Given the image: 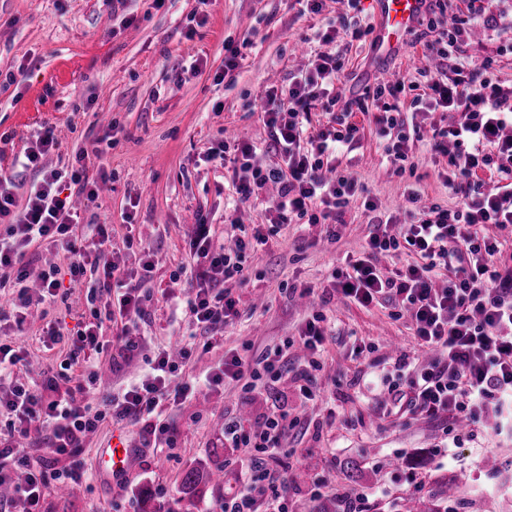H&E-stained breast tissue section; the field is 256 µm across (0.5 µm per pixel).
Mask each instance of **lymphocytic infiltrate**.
<instances>
[{"instance_id":"lymphocytic-infiltrate-1","label":"lymphocytic infiltrate","mask_w":512,"mask_h":512,"mask_svg":"<svg viewBox=\"0 0 512 512\" xmlns=\"http://www.w3.org/2000/svg\"><path fill=\"white\" fill-rule=\"evenodd\" d=\"M422 2V14L429 19L427 29L434 37L423 42L429 64L420 71L421 91L413 92L405 79L398 78L366 90L364 96L353 99L352 108H363L369 98L380 101L376 123L382 136L394 138L387 149L393 164L409 156L407 125L421 114L448 113V125L434 129L430 148L447 157L448 167L441 177L457 200L450 208L427 207L421 203L420 191L410 190L412 221L397 229L376 200L366 199L365 212L373 226L367 249L350 258L346 269L332 271L329 283L332 291L361 306L385 303L393 317L409 319L419 352L399 356L385 380L386 404L397 415L408 419L445 416L472 426L482 424L490 413L494 416L491 430L500 434L512 430V265L500 262L501 243L487 234L486 227L502 229L512 224V181L487 189L477 183L476 176L490 168L512 170V137L503 133L512 115V86L498 81L493 58H464L474 24L493 26L494 15L479 12L474 19L440 28L435 19L450 9V0ZM372 31V26L346 19L329 25L320 36L324 49L315 53L310 67L295 75L288 87L268 90L261 106L267 141L261 146L243 141L234 147L235 162L252 171L251 181L232 185L236 206L246 205L274 183L279 190L269 208L271 223L341 220L359 184L351 172L338 168L336 159L352 151L359 136L348 121L351 109L336 108L337 46L363 40ZM316 109L331 113L332 118L330 125L312 134L308 128ZM57 145L53 129L47 127L26 153L22 168H40L44 174L28 185L25 206L17 204L14 176L0 174V271L15 275L19 290L14 306L21 316L30 307L55 303L66 283L85 287L92 297L98 290L108 291L107 313L123 321L118 355L132 357L145 341L140 324L149 315L151 298L130 286L126 272L112 260V236L106 225H97L92 249L73 238L72 226L79 214L62 192L77 186L79 194L91 202L97 197L96 182L88 175L92 159L85 151L76 156L75 169H44V157ZM265 243L259 232L247 240L215 243L208 219H200L189 243L195 264L190 313L203 333L216 331L237 316L239 301L226 284L242 276L245 255ZM34 244L66 254L69 263L43 269L39 290L33 294L26 285L30 273L23 258ZM403 247L418 256V263L389 274L376 266L377 256ZM326 320L323 310L317 309L305 322L296 343L307 353L306 364L298 366L291 360L290 350L296 343L287 340L254 360L236 352L225 355L205 375L204 385L217 389L240 380L244 392L261 385L276 399L278 383L291 375L300 398L314 399V373L325 349ZM101 328V323L82 321L73 330L54 326L49 335L53 342L67 343L69 357L75 360L99 349ZM192 354L189 344L175 354L160 350L140 381L95 406L70 394L46 399V392L57 388L54 377L40 389L22 383L0 389V410L13 416L9 438L0 440V485L12 486L15 495L38 506L50 479L15 443L34 429L45 431L55 452L70 455L107 420L140 428L149 448L161 439L172 441L174 431L158 421V410L163 404L190 399L193 388L180 381L179 374ZM300 426L299 419L284 413L225 422V440L250 449L251 454L240 461L244 488L225 499L222 512H288L278 466L289 432ZM259 486L269 492L261 501L253 495Z\"/></svg>"}]
</instances>
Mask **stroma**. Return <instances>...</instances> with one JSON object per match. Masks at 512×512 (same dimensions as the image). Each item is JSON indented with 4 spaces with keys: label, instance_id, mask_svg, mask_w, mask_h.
<instances>
[{
    "label": "stroma",
    "instance_id": "1",
    "mask_svg": "<svg viewBox=\"0 0 512 512\" xmlns=\"http://www.w3.org/2000/svg\"><path fill=\"white\" fill-rule=\"evenodd\" d=\"M502 23L479 30L472 57L492 56L495 74L512 86V0H482ZM343 0H325L321 14L304 12L298 0H0V170L10 171L37 132L53 128L58 147L45 158L47 167L71 163L79 149H97L90 177L98 196H74L85 221L74 234L90 238V224L112 227V251L125 271L137 270L142 255L127 248L134 232L154 249L159 263L142 291L153 293L148 344L134 357L113 365L110 350L93 353L98 366L96 392L120 393L142 377L158 349L175 345L193 327L187 282L193 271L188 241L200 218H216V242L250 238L262 231L267 243L249 254L244 277L230 281L239 297V315L223 337L197 350L182 370L199 376L230 352L265 349L298 338L306 316L297 291L322 292L332 267L344 266L367 245L371 226L363 213L365 197L376 198L398 222L409 220L405 196L422 188L426 204L450 206L454 198L437 178L447 157L434 155L424 140L404 170L386 159L385 139L376 134L374 115L350 117L359 128L356 150L342 157L364 188L356 195L328 239L321 224L268 223L265 205L278 193L268 184L260 200L247 208L240 226L221 223L229 184L219 163L203 155L233 146L236 140L262 142L268 137L260 106L268 88L287 85L293 72L306 67L317 50L316 33L347 13ZM241 48L238 67L224 73V47ZM198 61V74L187 73ZM423 62V46L405 37L385 65H378L368 41L354 43L336 82L340 102L365 86L394 76L414 78ZM106 295L88 302L85 291L68 290L64 304L39 307L27 314L21 338L27 357L17 369L19 382L42 384L66 358L63 346H48L43 335L54 321L75 326L91 309H103ZM329 334L316 373L319 397L301 401L294 381L280 385L289 417L302 430L289 438L280 469L290 512H311L322 502L339 512V495L365 493L364 512H415L427 505L435 512H512V443L453 430L450 420L407 422L397 416L380 420L368 383L382 372V362L413 352L407 320L396 319L386 305L362 307L332 296L325 307ZM241 386L200 388L180 405H163L161 418L175 428L172 447L160 452L143 445L139 428L127 433L141 453L127 484L113 486L97 477L98 451L107 447L114 426L105 422L90 434L77 455L57 454L44 439L26 441L31 459L48 473H64L73 462L89 472L86 481L64 489L48 485L41 512H220L225 498L242 490L240 460L245 451L224 439L225 419L239 413ZM496 469H487L486 457ZM224 464L223 483L181 490L185 472L199 462ZM458 494L447 498V485Z\"/></svg>",
    "mask_w": 512,
    "mask_h": 512
}]
</instances>
